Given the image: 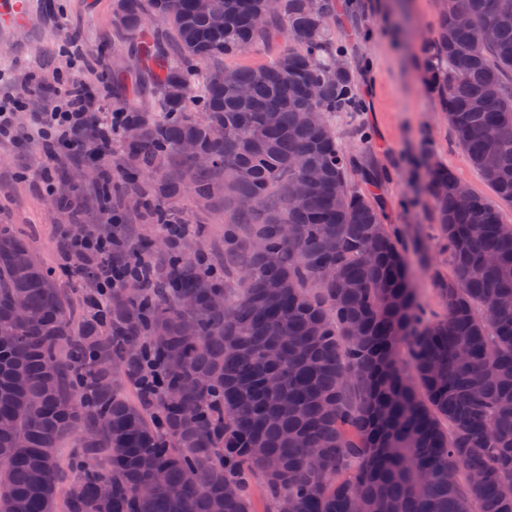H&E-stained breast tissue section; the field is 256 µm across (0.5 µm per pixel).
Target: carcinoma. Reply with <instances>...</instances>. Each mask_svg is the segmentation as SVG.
<instances>
[{"label":"carcinoma","mask_w":512,"mask_h":512,"mask_svg":"<svg viewBox=\"0 0 512 512\" xmlns=\"http://www.w3.org/2000/svg\"><path fill=\"white\" fill-rule=\"evenodd\" d=\"M451 4L492 36L478 42L440 10L431 48L448 66L430 86L496 201L463 208L461 179L430 170L451 271L445 312L429 319L406 248L350 190L326 119L359 108L321 36L327 0H214L219 26L195 0H122L127 31L160 14L179 52L141 46L160 58L156 111L112 107L138 129L125 154L158 201L129 204L167 227L179 214L159 202L184 187L233 196L224 279L236 287L180 254L166 277L132 258L131 281L105 307L89 298L76 323L69 289L0 224V512H57L70 473L64 512H252L257 485L272 512H512V224L499 211L512 205V0ZM278 31L289 44L271 64L221 67L224 82L211 71L195 91L197 63ZM173 157L188 164L182 183L163 175ZM297 158L321 177L292 204ZM18 304L39 320L21 322Z\"/></svg>","instance_id":"carcinoma-1"}]
</instances>
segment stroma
<instances>
[{"mask_svg": "<svg viewBox=\"0 0 512 512\" xmlns=\"http://www.w3.org/2000/svg\"><path fill=\"white\" fill-rule=\"evenodd\" d=\"M30 25L0 33V71L17 91L40 86L42 99L54 97L58 80L87 84L111 100L112 80H125L122 99L145 111L157 96L147 86L152 72L136 51V38L114 23L112 0H35ZM324 36L350 69L362 102L357 112L329 116L341 147L356 161L352 189L380 203L385 223L408 244L418 298L428 312L441 310L437 279L447 277L450 253L432 216L428 170L438 164L469 183L473 192L493 199L492 190L454 143L436 96L425 86L434 59L426 45L437 23V0H330ZM84 165L66 156L50 157L35 141L0 143V224H12L29 239L35 254L60 287L71 281L61 264L60 245L68 217L59 197L82 195V223L95 229L104 218L96 183L84 179ZM178 204L189 233L201 247L203 267L224 275V224L234 217L223 199L201 202L182 196ZM113 224L132 244H148L155 260L168 254L159 225L147 224L126 208L113 212Z\"/></svg>", "mask_w": 512, "mask_h": 512, "instance_id": "35a3bbf8", "label": "stroma"}]
</instances>
